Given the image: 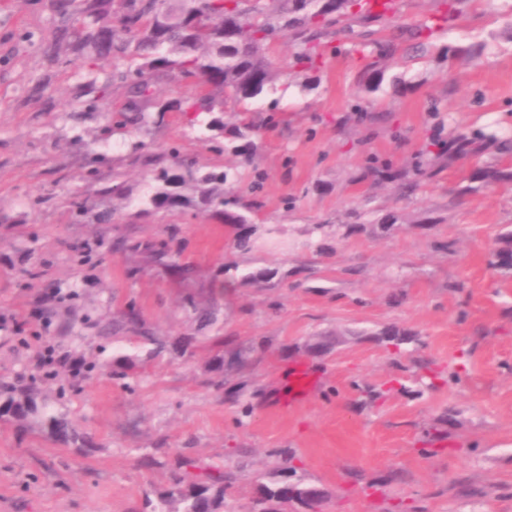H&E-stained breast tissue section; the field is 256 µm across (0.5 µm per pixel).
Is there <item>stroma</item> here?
<instances>
[{"label":"stroma","instance_id":"stroma-1","mask_svg":"<svg viewBox=\"0 0 512 512\" xmlns=\"http://www.w3.org/2000/svg\"><path fill=\"white\" fill-rule=\"evenodd\" d=\"M432 9V0H404L391 30L400 49L377 92H365L362 63L345 48L320 72L284 74L264 94L258 106L273 110L275 122L256 136L253 163L268 175L261 220L290 230L291 243L242 255L216 220L139 217L128 203L150 183L132 161L136 144L156 154L176 147L204 166L237 165L214 152L220 136L208 116L190 124L170 114L147 132L114 123L123 87L82 94L87 68L46 56L61 24L50 0H0V314L21 322L0 331V381L34 386L48 409L67 412L92 438L81 452L0 419V512H140L145 495L168 486L165 469L141 463L162 443L213 467L223 466L227 449H245L241 512L279 449L326 491L321 512H512V276L489 265L512 225V191L487 188L454 204L470 158L409 198L387 182L349 181L373 157L410 166L451 118L512 133V42L500 35L512 0H478L421 54L408 29ZM471 42L487 43L484 57L463 62L441 52ZM356 103L373 110L356 118ZM113 180L128 199L100 197ZM106 208L114 219L99 223ZM354 210L393 212L403 222L383 237H349ZM428 216L437 225L421 229ZM321 223L324 234L306 235ZM172 225L173 247L196 265L198 287L224 286L225 334L268 350L246 375L251 416L228 401V387L211 385L208 349L129 369L123 382L112 376L110 363L132 349L102 331L128 306L158 335L201 333L174 270L130 278L142 256L112 249ZM231 262L273 278L225 283L221 268ZM389 325L415 337L403 355L375 339ZM325 333L341 343L312 357L307 342ZM42 342L82 358L84 374L35 368L30 357ZM300 362L317 377L303 400L286 378ZM424 363L459 378L428 387L416 377ZM367 386L386 391L372 407L360 403ZM434 432L449 448L431 456L424 448Z\"/></svg>","mask_w":512,"mask_h":512}]
</instances>
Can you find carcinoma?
I'll use <instances>...</instances> for the list:
<instances>
[{
    "label": "carcinoma",
    "instance_id": "1",
    "mask_svg": "<svg viewBox=\"0 0 512 512\" xmlns=\"http://www.w3.org/2000/svg\"><path fill=\"white\" fill-rule=\"evenodd\" d=\"M474 0H434L433 12L410 30L419 47L427 49L432 37L447 30ZM57 14L70 20L62 30L68 40V50L75 59L99 68L109 57L129 55L136 61L135 72L140 81L129 82V74L112 73V81L126 88V101L116 113L115 122L123 124L127 114L147 124V113L159 118L176 112L183 116L207 113L212 115L209 127L224 135V152L246 164L253 162L257 151L254 140L256 125L249 117L250 104L273 89L282 72L273 66L268 52L277 42L287 38L294 42V67L302 72L318 70L335 50L332 46L336 27H346L362 52L364 73L370 77L366 87L375 92L381 85L388 59L396 52L392 43L369 40L367 24L391 21L399 14V0H54ZM483 45L449 44L446 57L476 58ZM192 79L194 90L173 100L154 94L158 80L184 82ZM241 107L243 117L229 123L221 119L224 104ZM437 151L430 153L452 168L471 156L479 159L459 188L456 200L461 201L481 187H512V136H499L482 128L455 126L448 139L433 140ZM136 160L153 169L156 185L141 200L139 214L155 211L180 210L207 213L229 227L233 247L250 253L259 247L260 235L255 217L262 207L258 199L263 185L255 177L249 191L253 199L244 200L234 184L241 179L237 170L205 169L198 162L182 156L174 148L168 156L140 154ZM369 171L381 180L397 183L401 194L413 193L421 181L430 180L440 169L417 161L409 169H396L390 164L371 166ZM175 231L151 240L124 239L115 245L117 251L140 252L154 266H175L183 278L189 279L194 268L179 263L178 253L171 243ZM489 264L496 270L512 272V228L500 235L498 246L491 252ZM224 275L234 281L260 282L268 278L265 270L245 272L235 263L223 265ZM112 330L129 333L133 348L144 350L139 359L142 369L170 353L179 352L177 343L157 336L145 326L140 313L132 307L112 324ZM376 340L396 354L402 345L413 342L412 335L395 327H386L376 334ZM205 347L219 349L210 372V383L220 387L221 376L247 369L258 360L252 345L237 341L234 336H205L199 340ZM7 416L19 428L46 429L64 445L85 443L62 413L39 405L36 389L18 388L0 382V418ZM288 453L280 454L279 465L270 472V481L258 485L251 512H276L275 504L289 495L301 512H320L325 491L307 480L291 464ZM150 466L166 467L170 473V488L146 498L150 512H234L239 474L231 468L211 469L188 479L195 462L187 456L174 460L147 459Z\"/></svg>",
    "mask_w": 512,
    "mask_h": 512
}]
</instances>
